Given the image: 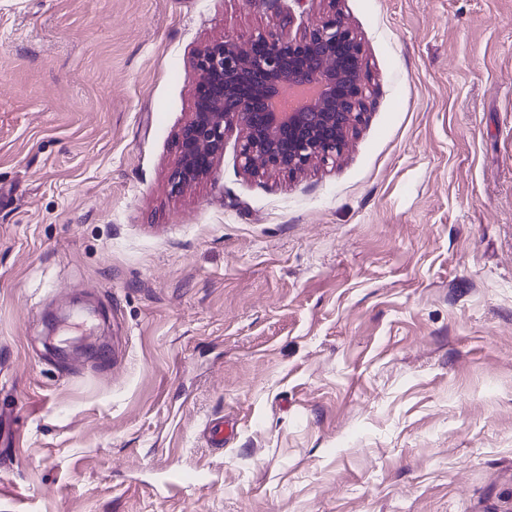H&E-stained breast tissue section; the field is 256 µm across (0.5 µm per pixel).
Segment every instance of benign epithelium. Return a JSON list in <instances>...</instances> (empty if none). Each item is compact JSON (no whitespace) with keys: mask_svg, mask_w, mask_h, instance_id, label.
Here are the masks:
<instances>
[{"mask_svg":"<svg viewBox=\"0 0 512 512\" xmlns=\"http://www.w3.org/2000/svg\"><path fill=\"white\" fill-rule=\"evenodd\" d=\"M291 2L279 14L296 33L276 23L244 46L226 36L197 55L200 81L176 140L173 191L211 173L233 128L244 131L237 158L251 174L294 175L343 154L372 96L362 45L340 13L312 20L309 0Z\"/></svg>","mask_w":512,"mask_h":512,"instance_id":"obj_1","label":"benign epithelium"}]
</instances>
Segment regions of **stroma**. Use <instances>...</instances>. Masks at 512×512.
<instances>
[{"instance_id":"stroma-1","label":"stroma","mask_w":512,"mask_h":512,"mask_svg":"<svg viewBox=\"0 0 512 512\" xmlns=\"http://www.w3.org/2000/svg\"><path fill=\"white\" fill-rule=\"evenodd\" d=\"M332 7L345 154L254 177L232 130L175 192L196 56L274 9L0 0V512H512V0Z\"/></svg>"}]
</instances>
